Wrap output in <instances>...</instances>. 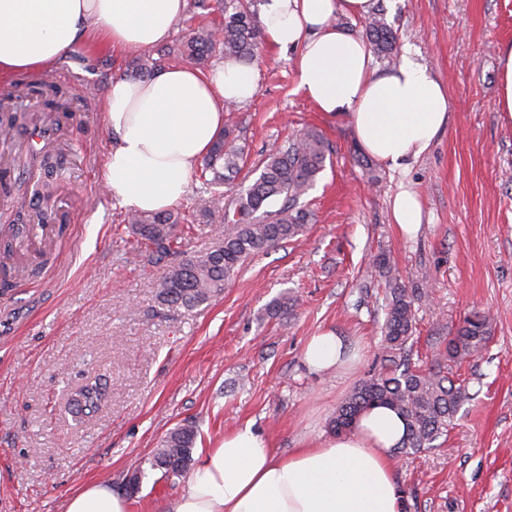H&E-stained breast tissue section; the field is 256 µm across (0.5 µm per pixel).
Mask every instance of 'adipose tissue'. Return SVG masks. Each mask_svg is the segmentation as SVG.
<instances>
[{
  "label": "adipose tissue",
  "mask_w": 512,
  "mask_h": 512,
  "mask_svg": "<svg viewBox=\"0 0 512 512\" xmlns=\"http://www.w3.org/2000/svg\"><path fill=\"white\" fill-rule=\"evenodd\" d=\"M376 0H263L267 45L297 52L298 87L322 112L350 121L363 151L395 170L424 155L448 124L444 85L415 56L388 70L369 43L336 23L370 15ZM187 0H0V77L47 70L70 51L163 43ZM257 91L254 66L226 62L203 74L174 67L148 80L113 77L104 99L109 133L101 184L131 211H163L185 196L195 167L224 129V102ZM358 359L333 330L311 336L303 361L314 374ZM406 432L386 406L364 409L353 428L302 441L281 454L244 426L206 450L170 512H403L393 452ZM64 512H129L104 483L71 494Z\"/></svg>",
  "instance_id": "1"
}]
</instances>
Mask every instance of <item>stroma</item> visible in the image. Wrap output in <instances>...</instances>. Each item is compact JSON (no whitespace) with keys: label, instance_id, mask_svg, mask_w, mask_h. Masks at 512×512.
Wrapping results in <instances>:
<instances>
[{"label":"stroma","instance_id":"1","mask_svg":"<svg viewBox=\"0 0 512 512\" xmlns=\"http://www.w3.org/2000/svg\"><path fill=\"white\" fill-rule=\"evenodd\" d=\"M397 32L443 83L448 124L407 171L366 160L349 122L319 112L297 88L293 50L259 44L254 98L231 114L245 148L239 183L308 128L329 145L325 169L299 203L304 233L248 260L223 294L193 309L158 299L165 264L123 227L125 209L101 186L108 134L101 98L133 52L77 49L60 62L75 83L77 123L61 127L64 165L53 201L65 228L37 255L14 254L13 288L0 291V512H63L94 482L120 485L143 463L131 512H165L184 479L149 461L175 427L198 429L195 453L249 424L280 452L329 437V420L381 366L385 296L371 261L390 253L416 303L414 350L436 368L450 330L489 314L486 346L455 367L470 398L433 449L396 455L405 512H512V121L497 110L498 51L512 44V0H377ZM12 191L0 215L27 211L36 180L22 172L10 131ZM416 191L415 237L393 223L398 185ZM288 306L275 310L277 301ZM331 328L359 348L354 368L309 373L303 347ZM112 391L75 417L72 392L100 369Z\"/></svg>","mask_w":512,"mask_h":512}]
</instances>
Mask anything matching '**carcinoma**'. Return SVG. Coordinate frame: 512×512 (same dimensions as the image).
I'll return each mask as SVG.
<instances>
[{
  "label": "carcinoma",
  "instance_id": "obj_1",
  "mask_svg": "<svg viewBox=\"0 0 512 512\" xmlns=\"http://www.w3.org/2000/svg\"><path fill=\"white\" fill-rule=\"evenodd\" d=\"M254 0H216L224 14L222 28L199 25L189 37L173 47H157L136 58L132 73L148 77L161 69L162 59L175 54L187 65L205 69L215 53L227 61L250 63L255 56L259 29L252 9ZM366 38L371 47L385 58L393 59L397 35L378 17L369 20ZM27 93L38 96L52 112L66 116L72 112V92L45 76H32L24 86ZM235 128L225 126L209 154L200 164L202 181L197 207L198 223H209L223 212L224 241L215 249L181 253L168 266L158 285L162 304L191 309L224 293V285L238 273L253 255L301 235L311 220V213L299 205V199L312 188L324 170L328 145L323 135L307 129L286 140L268 154L258 167V176L240 188L233 212L224 210L221 187L237 177L243 158L237 145ZM126 222L131 232L152 247L151 259L161 261L172 252L183 223L177 210L155 213L130 212ZM374 272L383 280L387 302L382 326L383 358L374 376L361 381L330 419L336 432L351 428L365 408L390 407L406 422V436L396 452L417 454L433 448V443L448 432L460 406L467 400L466 386L453 373L424 369L411 362L410 352L416 329L415 303L418 295L401 283L390 254L375 257ZM489 316L475 312L463 319L449 333L440 363L453 367L476 355L491 336ZM87 413L99 409L107 398V382L95 376L91 386L79 388ZM198 436L197 427L183 424L161 440L153 455L151 468L165 477L184 474L192 462V450Z\"/></svg>",
  "mask_w": 512,
  "mask_h": 512
}]
</instances>
